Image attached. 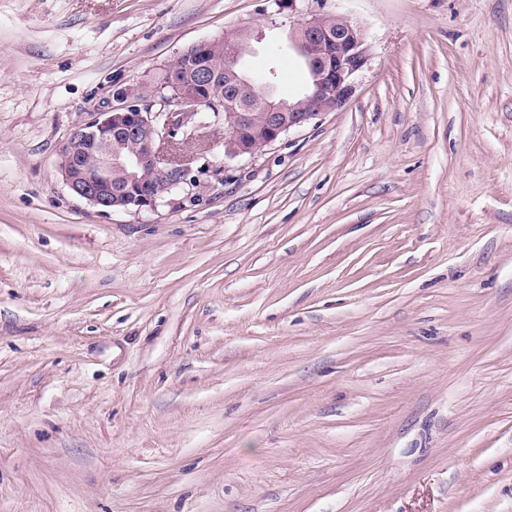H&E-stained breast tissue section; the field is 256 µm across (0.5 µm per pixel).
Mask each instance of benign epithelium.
Masks as SVG:
<instances>
[{
	"mask_svg": "<svg viewBox=\"0 0 512 512\" xmlns=\"http://www.w3.org/2000/svg\"><path fill=\"white\" fill-rule=\"evenodd\" d=\"M289 38L310 74L307 91L290 102L268 90L264 112H248L239 100L224 99L225 157L251 159L289 131L344 105L368 61L362 30L343 15L304 19ZM252 40L253 31L241 27L188 48L176 58L172 71L194 70L195 78L172 93L168 83L118 91L115 103L92 113L62 146L59 171L70 192L104 213L156 210L192 170L193 159L183 158L175 165L169 150L188 117L210 102L209 88L222 74L243 91L252 88L240 67ZM203 57L222 58L221 68L198 69Z\"/></svg>",
	"mask_w": 512,
	"mask_h": 512,
	"instance_id": "obj_1",
	"label": "benign epithelium"
}]
</instances>
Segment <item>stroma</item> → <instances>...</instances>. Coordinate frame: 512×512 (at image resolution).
Masks as SVG:
<instances>
[{
    "label": "stroma",
    "mask_w": 512,
    "mask_h": 512,
    "mask_svg": "<svg viewBox=\"0 0 512 512\" xmlns=\"http://www.w3.org/2000/svg\"><path fill=\"white\" fill-rule=\"evenodd\" d=\"M340 14L346 103L157 210L59 150L187 47ZM0 512H512V0H0Z\"/></svg>",
    "instance_id": "35a3bbf8"
}]
</instances>
